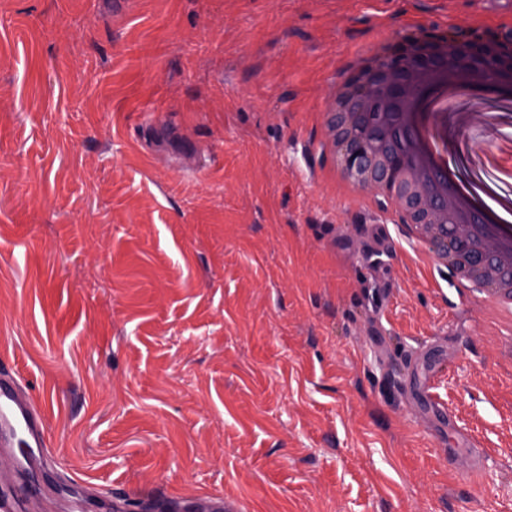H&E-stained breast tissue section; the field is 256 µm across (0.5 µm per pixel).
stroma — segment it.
I'll list each match as a JSON object with an SVG mask.
<instances>
[{
	"instance_id": "stroma-1",
	"label": "stroma",
	"mask_w": 512,
	"mask_h": 512,
	"mask_svg": "<svg viewBox=\"0 0 512 512\" xmlns=\"http://www.w3.org/2000/svg\"><path fill=\"white\" fill-rule=\"evenodd\" d=\"M448 30L512 0H0V361L85 512H512V353L322 147L355 54Z\"/></svg>"
}]
</instances>
